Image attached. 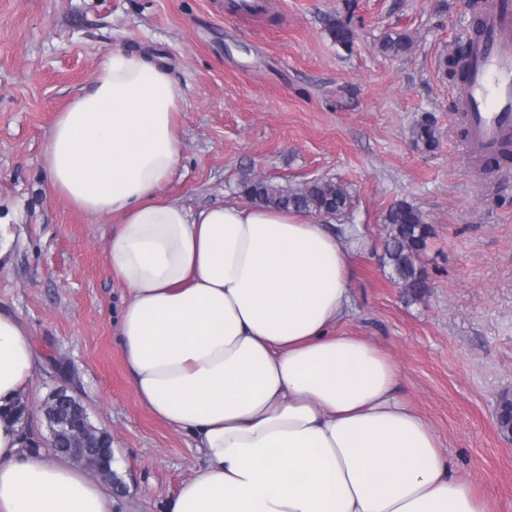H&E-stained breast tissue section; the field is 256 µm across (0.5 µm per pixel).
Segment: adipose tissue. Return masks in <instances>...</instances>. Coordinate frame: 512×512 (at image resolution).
<instances>
[{"label": "adipose tissue", "instance_id": "ef3b65f1", "mask_svg": "<svg viewBox=\"0 0 512 512\" xmlns=\"http://www.w3.org/2000/svg\"><path fill=\"white\" fill-rule=\"evenodd\" d=\"M184 102L164 65L114 48L43 157L55 195L117 218L106 262L130 295L133 389L205 457L165 512H487L397 396V364L337 331L351 277L340 237L302 213L162 198ZM36 364L22 321L0 312V512H112L90 473L26 451L8 409Z\"/></svg>", "mask_w": 512, "mask_h": 512}]
</instances>
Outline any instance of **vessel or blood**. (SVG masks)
<instances>
[{"label": "vessel or blood", "instance_id": "obj_1", "mask_svg": "<svg viewBox=\"0 0 512 512\" xmlns=\"http://www.w3.org/2000/svg\"><path fill=\"white\" fill-rule=\"evenodd\" d=\"M466 67L456 93L468 129L466 148L487 150L512 134V0H488Z\"/></svg>", "mask_w": 512, "mask_h": 512}]
</instances>
